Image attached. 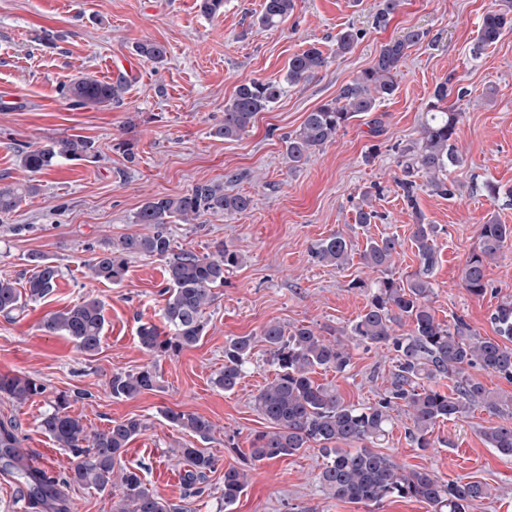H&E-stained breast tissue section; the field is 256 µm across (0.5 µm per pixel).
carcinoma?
<instances>
[{"label": "carcinoma", "mask_w": 512, "mask_h": 512, "mask_svg": "<svg viewBox=\"0 0 512 512\" xmlns=\"http://www.w3.org/2000/svg\"><path fill=\"white\" fill-rule=\"evenodd\" d=\"M293 10L294 0H265L258 23L265 28L276 27ZM511 31L512 0H508L503 8L485 14L471 54L481 56ZM421 38L420 32L412 30L384 43L373 64L341 87L335 99L307 113L299 128L283 138L288 167H301L313 152L335 140L350 119L375 111L382 99L393 95L400 62ZM357 39V32L351 28L340 31L336 35V54L348 53ZM135 51L155 63L163 62L167 56L166 47L151 40L138 43ZM327 63L323 52L312 46L289 59L283 78L239 85L224 105V122L213 134L226 140L242 137L258 113L271 109L281 99L286 87L313 78ZM125 83L123 77L109 83L83 76L66 87L64 96L74 106L106 107L120 101ZM452 91L448 81L436 86L420 124V137L402 152L406 157L403 178L396 185L413 210L417 209L419 185L412 177L418 172L428 177V185L434 191L443 195L451 192L439 174L459 161L455 145L459 113L448 104ZM93 158V143L72 135L22 152L20 163L31 173H41L62 160ZM37 190L34 184L0 186V214L12 212ZM250 205V196L227 194L219 183L199 185L179 197L150 198L134 219L136 224L148 225L150 233L111 241L88 264L93 280L119 284L126 275L129 258L144 255L165 261L163 317L168 331L162 333L155 325H141L138 342L144 351L159 358L195 346L204 336L203 314L215 300V288L224 285L226 271L242 262L238 251L222 245L205 255L174 250L169 225L176 219L188 221L208 211L242 214ZM436 233L433 224L414 225L412 239L418 270L404 278L393 274L399 255L398 238L372 239L359 253L361 264L372 278L353 283V287L368 292L369 299L363 313L350 325L348 336L360 343L389 346L395 352L389 387L375 403L348 404L335 389L312 380L311 373L317 367L343 373L351 364V353L341 339L331 340L305 325L291 330L279 323L263 327L261 338L267 344L276 373L254 396L253 405L272 430L255 435L250 448L253 460L290 456L315 444L325 458L318 473L320 486L337 500L352 503L379 504L390 497L413 498L427 504L431 512H468L472 502L491 496V487L482 481H445L429 470H408L371 449L390 433L394 424L392 412L401 406L407 408L411 421L408 436L422 450L433 447L437 422L464 418L481 408L501 419L485 428V442L500 454L512 456V394L491 391L468 373L478 367L512 381V300L498 304L491 315L496 339L481 336L461 317L452 326L438 322L430 306L431 277L438 263ZM478 238L479 251L467 261L462 280L470 294L481 297L489 286L486 264L512 244V225L482 224ZM311 253L317 262L343 269L352 263L354 247L336 233L317 241ZM31 262L35 270L24 285L18 287L15 281L0 278V315L10 318L25 307L26 301L41 300L55 288L60 268L39 256L32 257ZM405 323L411 330L399 332ZM104 326L102 304L93 297L50 313L41 324L44 332L70 337L80 352L90 356L100 349ZM254 342L252 336L225 341L224 368L213 379L215 387L226 392L236 389L250 362ZM156 379V370L149 365L136 373L117 371L110 381L112 397L135 398L154 389ZM442 379L453 382L451 392L437 389L436 383ZM45 391V385L29 375H0V397L13 403L22 405ZM69 407V396L61 393L39 421L42 431L72 457L65 483L103 492L112 483L120 482L122 496L112 505V512H191L187 505L168 502L139 474L121 466L127 446L146 428L142 420L130 417L115 421L104 430H93L80 417L70 414ZM163 415L172 425L202 438L213 432V424L195 413L167 409ZM18 445L16 427L0 421L3 469L12 474L28 498L39 503L50 501L57 512H70L56 480L31 470L17 458ZM177 455L189 466L185 477L191 484L217 470L218 460L202 448H179ZM245 486L243 471L233 466L225 469L224 507L234 505Z\"/></svg>", "instance_id": "1"}]
</instances>
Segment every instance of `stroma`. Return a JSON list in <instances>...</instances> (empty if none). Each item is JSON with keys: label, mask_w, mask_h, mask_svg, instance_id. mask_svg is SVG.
I'll return each instance as SVG.
<instances>
[{"label": "stroma", "mask_w": 512, "mask_h": 512, "mask_svg": "<svg viewBox=\"0 0 512 512\" xmlns=\"http://www.w3.org/2000/svg\"><path fill=\"white\" fill-rule=\"evenodd\" d=\"M263 2L224 0L223 10L208 17L199 0H0V186L39 187L0 219V277L25 282L34 254L61 269L49 296L20 316H0V373L28 374L47 387L21 406L0 399V421L15 423L26 454L60 479L70 454L38 427L58 393L71 395L72 414L96 430L139 418L146 428L129 444L124 465L167 501L194 512H218L224 470L231 466L244 470L248 482L228 512H430L416 500L390 499L378 506L336 500L316 479L323 458L315 447L270 461L251 458L252 439L270 429L252 398L275 375L259 336L265 325L278 322L338 337L363 312L368 295L351 283L368 278V271L358 263L325 266L311 256L312 245L329 235L343 233L359 249L367 240L396 236V274L417 269L415 219L395 184L402 175L398 161L419 137L435 85L449 78L463 91L455 101L462 161L447 174L453 193L438 195L425 176L416 178L418 205L426 223L437 227L431 306L440 322L460 316L481 336H493L492 312L502 299H512V246L488 265L483 297L465 290L462 271L477 249L480 225H512V198L505 194L512 188V32L481 57L470 53L484 15L501 8L503 0H400L384 27L375 23L380 0H295L292 14L272 29L256 23ZM348 27L359 38L340 56L336 35ZM411 30L424 37L401 63L395 94L351 119L301 168L289 170L283 135L371 66L381 44ZM144 40L166 46L164 63L136 54ZM312 44L327 56V67L287 89L241 138L213 135L239 84L282 77L289 58ZM84 75L106 82L126 76L120 103L71 106L62 92ZM71 135L93 142V161H63L37 174L20 166L21 152ZM125 141L134 144L135 160L123 152ZM210 182L250 196L251 210L204 212L175 222L173 247L209 254L222 243L239 250L244 261L225 273L205 312L208 325L200 342L156 359L140 348L137 332L141 324L163 322L164 261L132 258L118 285L92 280L88 264L104 240L149 233L148 225L133 221L147 198L181 196ZM490 182L502 187V195H488ZM366 199L378 216L361 226L355 215ZM89 295L102 303L105 316L101 348L91 356L69 337L41 329L47 314ZM233 336L257 342L244 378L227 393L212 380L224 366V343ZM349 349L351 364L344 373L319 368L312 378L336 387L345 402L375 403L389 385L393 354L383 345L353 343ZM149 364L158 376L153 390L113 398V372ZM167 408L204 416L214 426L212 434L204 440L173 426L162 415ZM395 417L382 454L447 481L491 484L492 497L473 502L469 512H512V458L481 438L482 430L496 424L495 416L478 408L465 418L439 422L435 445L427 450L408 437L411 421L404 411ZM187 445L219 461L198 493L185 483L186 466L173 454Z\"/></svg>", "instance_id": "35a3bbf8"}]
</instances>
